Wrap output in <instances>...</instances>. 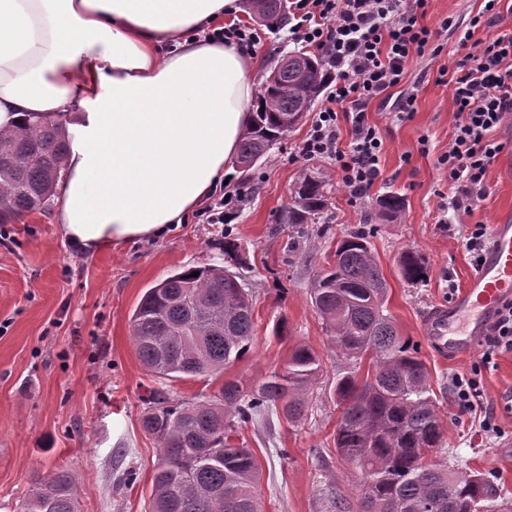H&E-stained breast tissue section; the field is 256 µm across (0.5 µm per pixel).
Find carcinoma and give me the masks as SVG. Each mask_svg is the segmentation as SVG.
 Segmentation results:
<instances>
[{
	"mask_svg": "<svg viewBox=\"0 0 512 512\" xmlns=\"http://www.w3.org/2000/svg\"><path fill=\"white\" fill-rule=\"evenodd\" d=\"M255 20L270 30L288 25L284 0H246ZM304 60L305 70L295 58ZM331 75L320 54H288L259 93L238 149L237 162L252 170L277 141L312 111ZM68 150L62 117L23 120L0 133V224L47 209ZM328 182L304 175L279 218L299 227L320 214ZM402 200L386 194L376 219L394 220ZM401 278L426 282L428 264L417 250L399 257ZM198 276H192V273ZM388 284L365 232L336 240L317 271L310 299L330 340L348 360L371 357L363 379L348 372L336 380L340 407L336 453L360 473V512H471L489 508L501 490L484 475L456 465L429 463L442 448V419L430 393L418 344L401 336L387 314ZM134 347L145 369L165 381L219 376L251 350L256 323L252 296L229 268L205 264L175 272L148 289L131 315ZM321 371L316 352L295 346L284 365L261 383L226 382L204 399L150 393L144 433L161 459L151 478L148 512H264L262 468L252 451L234 443L238 425L276 414L303 419L308 393ZM78 478L65 469L36 483L17 512H77Z\"/></svg>",
	"mask_w": 512,
	"mask_h": 512,
	"instance_id": "obj_1",
	"label": "carcinoma"
}]
</instances>
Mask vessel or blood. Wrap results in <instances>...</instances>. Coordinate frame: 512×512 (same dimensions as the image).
<instances>
[{
    "instance_id": "vessel-or-blood-1",
    "label": "vessel or blood",
    "mask_w": 512,
    "mask_h": 512,
    "mask_svg": "<svg viewBox=\"0 0 512 512\" xmlns=\"http://www.w3.org/2000/svg\"><path fill=\"white\" fill-rule=\"evenodd\" d=\"M512 301V217L491 227L479 268L448 304L423 319L424 337L441 355L455 359L472 352L488 333L501 306Z\"/></svg>"
}]
</instances>
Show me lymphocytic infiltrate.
<instances>
[{
	"label": "lymphocytic infiltrate",
	"mask_w": 512,
	"mask_h": 512,
	"mask_svg": "<svg viewBox=\"0 0 512 512\" xmlns=\"http://www.w3.org/2000/svg\"><path fill=\"white\" fill-rule=\"evenodd\" d=\"M501 2L483 0L465 25L449 17L431 25L429 0H292L289 41L320 51L333 81L300 157L330 159L349 202L363 201L382 175L383 140L368 119L369 105L403 82L414 58L440 56L454 30L466 53L441 66L436 79L451 87L459 117L447 151L436 159L451 189L440 209L472 210L486 194L488 167L505 149L493 133L512 120V34L473 38L498 18Z\"/></svg>",
	"instance_id": "f902f5d3"
}]
</instances>
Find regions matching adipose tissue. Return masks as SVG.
Returning a JSON list of instances; mask_svg holds the SVG:
<instances>
[{
    "instance_id": "ef3b65f1",
    "label": "adipose tissue",
    "mask_w": 512,
    "mask_h": 512,
    "mask_svg": "<svg viewBox=\"0 0 512 512\" xmlns=\"http://www.w3.org/2000/svg\"><path fill=\"white\" fill-rule=\"evenodd\" d=\"M238 0H0V131L67 113L56 221L82 252L161 238L232 173L255 58L198 30Z\"/></svg>"
}]
</instances>
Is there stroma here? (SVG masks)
Here are the masks:
<instances>
[{
  "instance_id": "35a3bbf8",
  "label": "stroma",
  "mask_w": 512,
  "mask_h": 512,
  "mask_svg": "<svg viewBox=\"0 0 512 512\" xmlns=\"http://www.w3.org/2000/svg\"><path fill=\"white\" fill-rule=\"evenodd\" d=\"M440 60L409 63L406 86L415 90L414 112L393 116L399 89L368 108L383 137L382 177L369 197L351 206L343 188H328L319 217L291 228L278 223L291 190L307 172H330L329 159H300L310 121L277 142L250 173L235 171L222 185L228 197L224 221L200 224L188 218L156 241L85 254L64 242L52 211L0 224V512H14L38 476L62 467L79 481L80 512H145L151 475L160 452L140 426L150 390L171 397L217 394L224 382L249 386L282 366L303 343L316 351L323 374L311 391L305 420L289 424L270 417L242 425L237 443L250 448L262 470L265 512H359L361 480L337 456L334 401L338 375L349 364L331 343L310 299L314 273L337 238L373 229L372 249L389 285L387 309L402 336L419 346L444 427L441 458L489 474L512 502V459L502 456L512 438V411L503 394L512 391V352L499 354L482 371L481 404L493 405L502 434L486 436L473 415L461 413L450 380L469 372L480 351L441 359L423 338V317L448 303L449 285L463 287L473 268L456 232L459 225L493 224L512 210V167L493 162L487 193L472 211L453 212L440 223L439 191L448 180L436 158L458 122L449 87L436 84ZM427 146H420L421 138ZM403 200L389 223L375 219L386 193ZM242 246L239 272L255 302L257 330L250 353L209 380H154L132 342L130 318L148 288L172 272L206 263L223 264L225 233ZM414 248L429 264L426 283H405L397 259ZM288 322V336L272 327Z\"/></svg>"
}]
</instances>
